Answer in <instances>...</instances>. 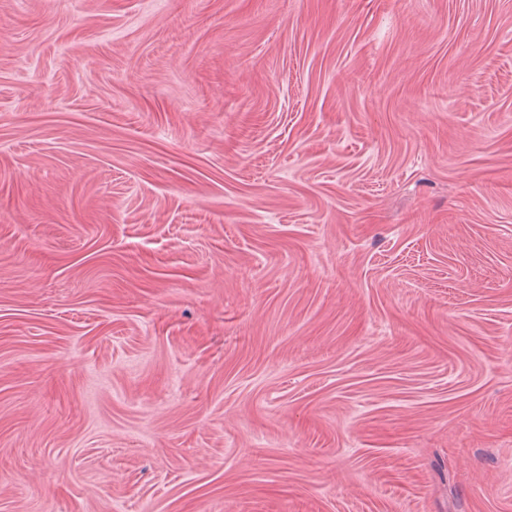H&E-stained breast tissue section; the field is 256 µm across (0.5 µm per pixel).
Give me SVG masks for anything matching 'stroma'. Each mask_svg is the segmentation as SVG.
Here are the masks:
<instances>
[{
	"instance_id": "obj_1",
	"label": "stroma",
	"mask_w": 512,
	"mask_h": 512,
	"mask_svg": "<svg viewBox=\"0 0 512 512\" xmlns=\"http://www.w3.org/2000/svg\"><path fill=\"white\" fill-rule=\"evenodd\" d=\"M0 512H512V0H0Z\"/></svg>"
}]
</instances>
